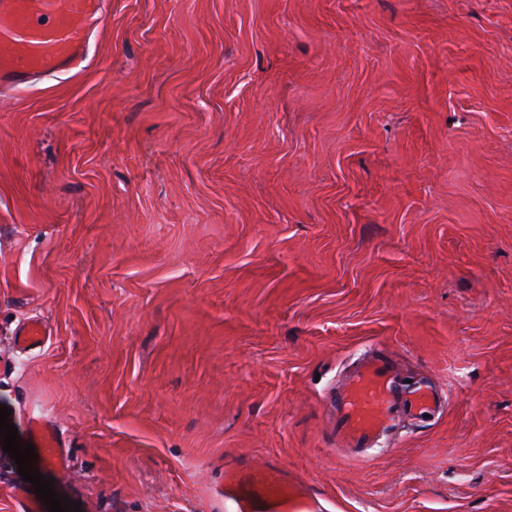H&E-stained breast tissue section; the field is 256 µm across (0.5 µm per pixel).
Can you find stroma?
<instances>
[{
  "label": "stroma",
  "instance_id": "1",
  "mask_svg": "<svg viewBox=\"0 0 512 512\" xmlns=\"http://www.w3.org/2000/svg\"><path fill=\"white\" fill-rule=\"evenodd\" d=\"M89 65L0 93V405L82 512H512V0H107ZM42 321L28 350L20 329ZM440 414L345 458L361 357ZM38 423L40 425V436L43 440L41 451L45 460L60 466H67V457L62 448H59L57 433L53 429L43 426L41 420H38ZM225 512H322L309 486L276 463L238 462L224 468Z\"/></svg>",
  "mask_w": 512,
  "mask_h": 512
}]
</instances>
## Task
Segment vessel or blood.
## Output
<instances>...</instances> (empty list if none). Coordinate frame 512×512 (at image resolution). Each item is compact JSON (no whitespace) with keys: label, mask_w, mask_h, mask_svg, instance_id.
I'll return each instance as SVG.
<instances>
[{"label":"vessel or blood","mask_w":512,"mask_h":512,"mask_svg":"<svg viewBox=\"0 0 512 512\" xmlns=\"http://www.w3.org/2000/svg\"><path fill=\"white\" fill-rule=\"evenodd\" d=\"M105 16V0H0V86L18 88L36 76L82 63ZM440 398L430 386H410L383 357L365 360L335 400L336 444L369 448L395 429L400 415H433ZM45 460L67 457L57 433L41 428ZM224 512H323L309 486L278 464L239 462L224 469Z\"/></svg>","instance_id":"b4317fda"}]
</instances>
